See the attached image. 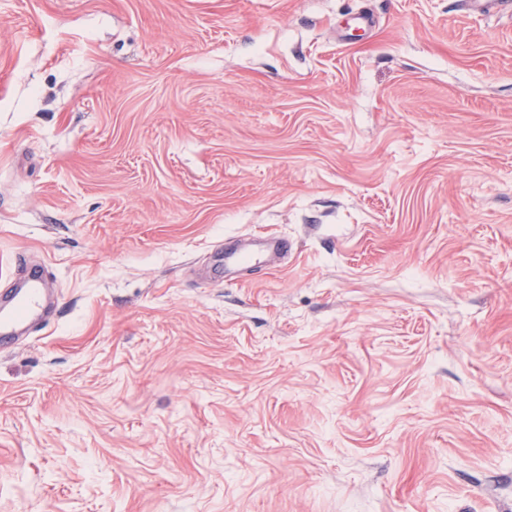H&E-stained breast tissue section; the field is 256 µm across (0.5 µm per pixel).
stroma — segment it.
Listing matches in <instances>:
<instances>
[{
    "mask_svg": "<svg viewBox=\"0 0 512 512\" xmlns=\"http://www.w3.org/2000/svg\"><path fill=\"white\" fill-rule=\"evenodd\" d=\"M20 251L0 512H512V8L0 0ZM254 236L258 241V249L237 256L231 254L229 256H226V259L236 263H241L245 261L250 262L252 260L258 259L262 262L275 264L277 263L276 261H272L269 259V256L271 254L283 257L286 253H288V239L278 235L277 233L263 231ZM21 288H16L11 307L0 310V345L9 346L18 341L21 325L33 324L43 314L45 306V279L43 276L24 275Z\"/></svg>",
    "mask_w": 512,
    "mask_h": 512,
    "instance_id": "1",
    "label": "stroma"
}]
</instances>
